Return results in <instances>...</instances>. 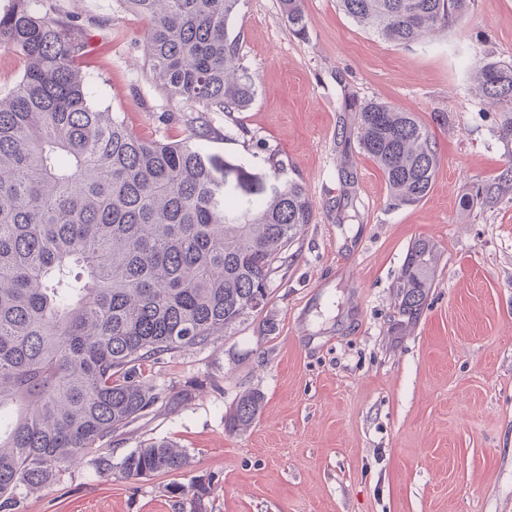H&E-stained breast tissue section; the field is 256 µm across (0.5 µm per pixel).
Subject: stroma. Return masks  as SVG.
<instances>
[{
  "mask_svg": "<svg viewBox=\"0 0 512 512\" xmlns=\"http://www.w3.org/2000/svg\"><path fill=\"white\" fill-rule=\"evenodd\" d=\"M69 13L93 48L91 98L153 139L182 138L190 117L152 80L146 26L121 0H42ZM305 36L279 0H241L233 20L251 106L208 113L207 149L228 194L266 197L303 181L315 219L298 255L250 317L207 345L142 366L164 399L115 431L113 462L143 441L186 449L190 465L137 481L72 466L23 493L18 512H193L165 488L208 483L207 512H512V193L470 203L512 163L500 112L474 90V57L512 63V0H472L466 17L409 47L354 24L336 0H304ZM414 113L440 163L428 197L393 207L356 139L360 103ZM284 164L276 173L257 143ZM430 241L434 286L416 320L396 281ZM264 396L246 430L224 428L245 391Z\"/></svg>",
  "mask_w": 512,
  "mask_h": 512,
  "instance_id": "obj_1",
  "label": "stroma"
}]
</instances>
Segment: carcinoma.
Returning a JSON list of instances; mask_svg holds the SVG:
<instances>
[{"instance_id":"cac0c4a2","label":"carcinoma","mask_w":512,"mask_h":512,"mask_svg":"<svg viewBox=\"0 0 512 512\" xmlns=\"http://www.w3.org/2000/svg\"><path fill=\"white\" fill-rule=\"evenodd\" d=\"M12 0L0 11V47L23 63L0 95V512L62 468L88 461L109 479L180 472L187 452L140 445L119 463L102 454L117 429L147 414L163 391L140 366L206 345L261 310L293 245L312 223L305 186L290 180L265 199L224 190L217 135L204 116L248 108L257 92L228 24L240 0H123L147 25L155 83L192 118L183 138L150 139L93 106L80 66L89 41L69 19ZM471 0H338L359 27L393 45L448 29ZM289 29L305 33L303 0H280ZM476 91L502 106L512 136V64L474 65ZM359 149L382 170L396 206L429 193L439 155L412 112L371 100L358 113ZM433 245L415 242L398 276L399 310H422L434 283ZM263 396H240L231 431L259 415ZM201 504L203 484L172 485Z\"/></svg>"}]
</instances>
